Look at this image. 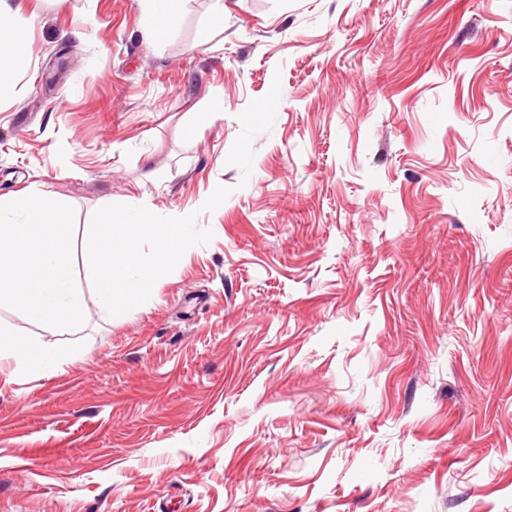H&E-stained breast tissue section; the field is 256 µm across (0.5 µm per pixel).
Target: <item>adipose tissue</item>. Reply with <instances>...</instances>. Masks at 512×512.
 Segmentation results:
<instances>
[{
  "label": "adipose tissue",
  "mask_w": 512,
  "mask_h": 512,
  "mask_svg": "<svg viewBox=\"0 0 512 512\" xmlns=\"http://www.w3.org/2000/svg\"><path fill=\"white\" fill-rule=\"evenodd\" d=\"M22 10L21 0H0V93L12 89L24 61ZM62 211V204L35 194L0 198V306H13L31 323L66 335L82 318L86 295L72 267L73 241ZM168 232L172 246L160 247L148 261L139 253V242L155 235L156 227L146 223L138 209L91 225L84 249L91 258L87 273L97 285L101 311L112 314L118 296L146 294L156 269L173 248L192 244L195 227L176 221L169 224ZM117 246L124 250V259H114ZM3 355L36 374L55 370L63 360L59 350L20 337L0 324Z\"/></svg>",
  "instance_id": "obj_1"
}]
</instances>
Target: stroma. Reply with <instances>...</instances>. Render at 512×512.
I'll return each mask as SVG.
<instances>
[{
    "label": "stroma",
    "instance_id": "obj_1",
    "mask_svg": "<svg viewBox=\"0 0 512 512\" xmlns=\"http://www.w3.org/2000/svg\"><path fill=\"white\" fill-rule=\"evenodd\" d=\"M25 3L0 195L195 238L0 308L69 354L0 359V512H512V0ZM141 212L132 207L113 219L112 213L99 224H92L84 240V249L91 257L87 274L94 278L101 311L112 317L119 295L142 296L146 294L156 269L172 253V247L160 246L152 261L140 255L142 238L156 234V224H146ZM125 251L122 260L113 258L115 245Z\"/></svg>",
    "mask_w": 512,
    "mask_h": 512
}]
</instances>
